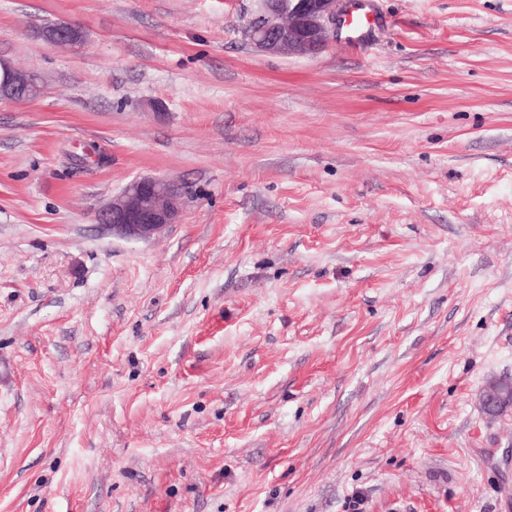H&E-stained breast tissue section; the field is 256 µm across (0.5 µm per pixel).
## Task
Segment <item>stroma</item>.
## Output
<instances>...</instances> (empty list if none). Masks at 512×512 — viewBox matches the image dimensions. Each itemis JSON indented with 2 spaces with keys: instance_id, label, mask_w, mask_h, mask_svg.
Returning <instances> with one entry per match:
<instances>
[{
  "instance_id": "obj_1",
  "label": "stroma",
  "mask_w": 512,
  "mask_h": 512,
  "mask_svg": "<svg viewBox=\"0 0 512 512\" xmlns=\"http://www.w3.org/2000/svg\"><path fill=\"white\" fill-rule=\"evenodd\" d=\"M0 0V512H512V0ZM65 21L84 43L40 28ZM179 183L147 242L95 211ZM258 2L256 13L244 26V35L258 49L274 55H318L338 37L339 20L347 8L342 32L350 42H365L377 21L363 0H351L349 7L348 0ZM43 39L53 46L74 48L82 43L81 30L70 23L51 24L42 30ZM41 89L36 74L25 72L0 59V103H14L38 94ZM482 405L490 417H497L512 407V380L495 379L482 395Z\"/></svg>"
}]
</instances>
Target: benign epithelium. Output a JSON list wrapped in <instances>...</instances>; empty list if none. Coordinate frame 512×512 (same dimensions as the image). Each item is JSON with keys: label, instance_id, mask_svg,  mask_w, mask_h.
Listing matches in <instances>:
<instances>
[{"label": "benign epithelium", "instance_id": "7a95c632", "mask_svg": "<svg viewBox=\"0 0 512 512\" xmlns=\"http://www.w3.org/2000/svg\"><path fill=\"white\" fill-rule=\"evenodd\" d=\"M348 0H259L256 13L244 26L245 37L261 51L274 55L315 56L338 37L339 20ZM53 46L74 48L82 43L81 30L70 23L42 30ZM36 74L0 59V103H14L36 94ZM185 205L184 188L164 177L144 176L94 215L112 234L128 240H148L167 225L178 222ZM486 414L497 417L512 407V380L495 379L482 395Z\"/></svg>", "mask_w": 512, "mask_h": 512}]
</instances>
